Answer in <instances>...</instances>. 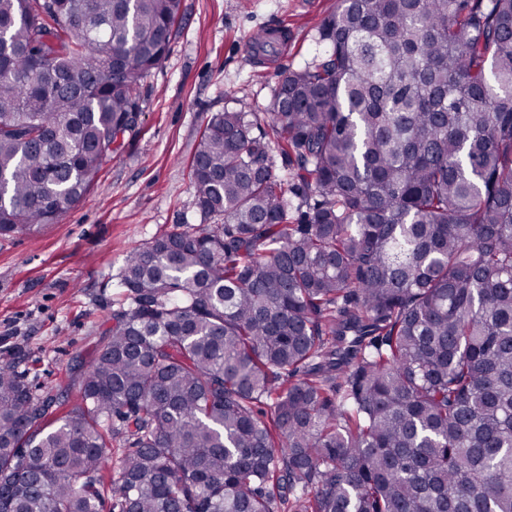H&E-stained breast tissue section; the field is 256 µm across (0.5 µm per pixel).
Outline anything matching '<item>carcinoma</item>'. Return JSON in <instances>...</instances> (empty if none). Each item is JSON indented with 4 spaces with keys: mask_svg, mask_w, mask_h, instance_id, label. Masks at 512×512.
Instances as JSON below:
<instances>
[{
    "mask_svg": "<svg viewBox=\"0 0 512 512\" xmlns=\"http://www.w3.org/2000/svg\"><path fill=\"white\" fill-rule=\"evenodd\" d=\"M179 9L0 0V234L122 151ZM321 41L210 118L201 223L126 257L69 414L0 363V512H512V0H339Z\"/></svg>",
    "mask_w": 512,
    "mask_h": 512,
    "instance_id": "1",
    "label": "carcinoma"
}]
</instances>
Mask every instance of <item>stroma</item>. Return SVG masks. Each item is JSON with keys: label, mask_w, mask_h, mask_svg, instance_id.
Wrapping results in <instances>:
<instances>
[{"label": "stroma", "mask_w": 512, "mask_h": 512, "mask_svg": "<svg viewBox=\"0 0 512 512\" xmlns=\"http://www.w3.org/2000/svg\"><path fill=\"white\" fill-rule=\"evenodd\" d=\"M338 0H181L168 51L137 93L142 112L123 152L58 223L0 235V363L65 416L121 299L126 256L198 223L190 162L201 130L224 109L261 112L283 69L323 56L320 30ZM277 24L287 44L264 59L254 32Z\"/></svg>", "instance_id": "1"}]
</instances>
